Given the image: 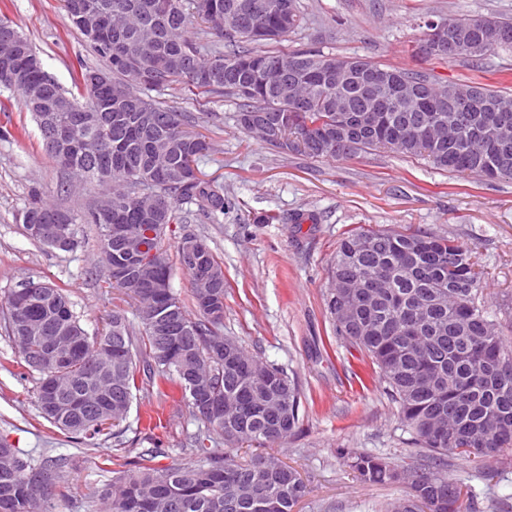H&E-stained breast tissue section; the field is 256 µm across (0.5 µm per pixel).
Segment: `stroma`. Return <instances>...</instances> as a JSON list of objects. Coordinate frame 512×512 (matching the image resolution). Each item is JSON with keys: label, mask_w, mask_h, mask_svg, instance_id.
I'll return each mask as SVG.
<instances>
[{"label": "stroma", "mask_w": 512, "mask_h": 512, "mask_svg": "<svg viewBox=\"0 0 512 512\" xmlns=\"http://www.w3.org/2000/svg\"><path fill=\"white\" fill-rule=\"evenodd\" d=\"M304 26L277 43V50H318L335 57H362L415 68L441 84L476 80L512 89V49L488 53L477 64L463 59L414 56L426 20L438 17L512 18V0H300ZM6 15L33 42L44 70L72 90L78 62L102 67V59L71 29L60 0H0ZM164 105L197 116L194 132L213 149L198 161L203 180L224 188L223 214L194 216L169 225L168 248L184 233L199 234L224 265L223 335L236 339L296 378L302 422L294 436L275 444L296 467L310 493L295 512H378L382 502L404 496L394 485L357 481L336 457L340 448L409 460L408 434L386 383L370 359L335 335L324 295L344 233L359 228L412 229L477 247L488 307L512 302V179L489 180L434 168L426 160L383 149L346 160L281 152L243 130L234 100L212 96L200 111L192 91L174 85L157 92ZM71 178L44 150L24 97L0 90V300L28 281L62 288L88 332L118 310L134 318L136 305L109 287L99 261L95 225L84 227L81 247L51 250L30 239L21 212L34 195L82 211L97 195L93 184ZM303 223H295L296 215ZM19 350L0 325V441L25 458L71 459L70 486L53 512H87L89 495L113 472L137 469L141 452L153 463L196 464L185 451L200 429L185 399L151 388L134 399L120 438L105 434L96 445L68 438L40 414L37 377L19 363ZM448 474L472 492L479 512H512V470L488 481L462 459L448 460Z\"/></svg>", "instance_id": "stroma-1"}]
</instances>
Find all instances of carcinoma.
Wrapping results in <instances>:
<instances>
[{"label":"carcinoma","instance_id":"1","mask_svg":"<svg viewBox=\"0 0 512 512\" xmlns=\"http://www.w3.org/2000/svg\"><path fill=\"white\" fill-rule=\"evenodd\" d=\"M88 20L102 35L91 38L67 0L62 7L74 33L88 42L106 67L79 65L68 96L42 70L29 79L43 85L49 105L66 103L57 121L68 128V162L63 170L102 187L82 214L37 200L22 213L23 224L37 223V242L56 248L62 231L71 237L68 250L80 243L79 225L99 232L100 259L112 276L115 244L107 225L124 224L140 233L144 224L160 225L149 240L154 264L171 271L165 229L179 220L177 203H195L205 218L224 212V193L198 176L197 162L209 148L204 136L189 130L191 112L161 105L148 95L175 83L205 97L216 94L237 101V121L264 112L288 116L282 135L264 143L311 158H352L385 149L423 158L440 170L464 175L481 166L512 179V144L500 153L483 138L495 113L485 106L500 102L512 109V94L478 84L480 100L450 98L412 112L391 90L363 81L338 82L336 58L317 50L292 53L262 48L300 29L305 21L298 0H81ZM501 35L497 48L512 49V20L492 16ZM471 18H449L459 39L446 59L481 61L488 51L478 33H469ZM212 38L209 50L191 35L193 24ZM18 43L25 55L38 58L26 37L0 15V41ZM258 60L278 69L256 86L243 64ZM109 82H93L98 73ZM304 84L303 100L288 98V82ZM0 88L29 96V86L0 68ZM383 101L382 127L374 134L353 133L348 145L336 147V106L368 116ZM442 125L454 134L451 148L416 138V126ZM323 132L325 147L310 151L307 139ZM332 277L357 278L360 288H330L327 309L347 306L352 318L335 324L336 335L364 351L387 383L399 419L425 462L399 465L385 458L336 449L337 457L363 483H389L407 489L385 512H471V503L448 477L450 455L473 463L494 458L512 466V342L497 314L488 311L474 249L446 236L420 231L351 230L336 247ZM193 307L174 293L158 299L140 290L135 279L118 281L138 302L139 330L112 312L101 331L89 335L63 289L35 283L26 309L13 294L0 306L5 329L17 343L25 367L38 373L37 405L62 384L58 414L46 417L57 428L92 444L105 425L117 427L127 414L139 385L177 387L192 415L204 428L189 435L186 447L199 459L194 466L142 463L116 476L96 498L109 512H294L309 494L299 471L274 454L238 455L243 445L277 443L300 424L301 394L283 369L264 362L238 341L224 338V357L212 355L211 339L224 316L213 317L201 302L206 289L190 278ZM224 403V417L204 410L208 399ZM224 439L223 450L209 446ZM11 470L0 461V512H49L57 488L69 484L66 458L39 463L19 458Z\"/></svg>","mask_w":512,"mask_h":512}]
</instances>
